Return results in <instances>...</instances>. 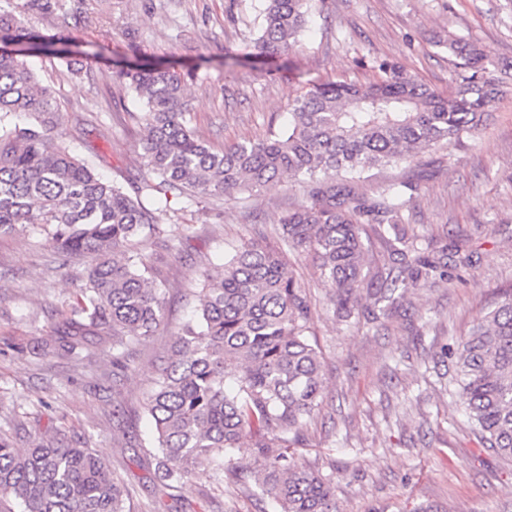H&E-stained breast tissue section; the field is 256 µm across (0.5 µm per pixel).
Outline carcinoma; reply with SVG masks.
Instances as JSON below:
<instances>
[{"label":"carcinoma","mask_w":512,"mask_h":512,"mask_svg":"<svg viewBox=\"0 0 512 512\" xmlns=\"http://www.w3.org/2000/svg\"><path fill=\"white\" fill-rule=\"evenodd\" d=\"M254 47L261 54L292 51L314 0H265ZM83 0H17L0 9V234L20 226L51 227L49 242L66 258H92L88 284L56 329L54 349L79 353L89 334L112 335L113 365L124 369L131 344L154 335L162 319L161 288L148 265L125 244L139 236L177 241L186 224L158 225L171 202L191 205L254 192L283 176L297 178L303 199L279 224L283 251L259 242L241 245L211 264L166 365L147 396L155 427L159 491H174L205 464L224 481V457L247 434L262 437L254 468L262 494L281 512H336L330 478L286 459L285 448L319 408L323 390L312 344L307 293L289 268L287 252L306 254L334 288L336 314H386L420 283L446 281L472 256L456 248L421 252L403 212L417 183L401 180L368 195L356 181L372 169L410 163L423 150L451 145L481 126L506 94L504 73L477 43L456 35L448 49L453 88L444 97L402 69L381 61V80L353 85L325 80L296 99L288 129L257 142L217 149L192 126L186 80L167 66L116 71L142 103L139 173L129 188L100 177L70 146L58 121L52 88L26 57L46 51L71 64L64 34ZM48 17L54 34L31 19ZM388 226L387 260L364 273L366 225ZM459 395L481 439L512 460V288H501L454 352ZM19 512H128L132 491L85 447L35 439L19 450L0 431V496Z\"/></svg>","instance_id":"carcinoma-1"}]
</instances>
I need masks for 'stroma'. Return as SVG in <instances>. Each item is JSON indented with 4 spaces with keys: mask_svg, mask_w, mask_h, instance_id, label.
Wrapping results in <instances>:
<instances>
[{
    "mask_svg": "<svg viewBox=\"0 0 512 512\" xmlns=\"http://www.w3.org/2000/svg\"><path fill=\"white\" fill-rule=\"evenodd\" d=\"M85 4L93 9L88 21L68 32L76 68L45 54L29 63L54 87L63 127L84 130L73 152L121 185L139 169L141 106L113 79L116 65L192 72L186 101L193 124L221 147L282 130L312 83L379 79L380 61L448 93L452 71L440 41L451 34L512 64V0H324L295 51L275 56L254 49L264 0ZM403 179L418 184L404 213L410 233L433 247L456 242L474 263L451 280L411 289L369 322L338 317L312 259L295 262L313 301L324 398L289 455L331 478L338 512H512V461L473 433L454 360L440 355L466 337L495 289L512 285V92L452 148L373 170L363 189ZM300 198L285 178L241 199L189 206L180 221L191 233L175 251L133 239L131 250L146 256L165 293L164 318L154 336L128 350L123 370L112 365L111 343L94 337L76 356L44 349L85 287L90 258L62 261L41 227L0 235V426L14 446L41 437L91 449L134 488L133 512H278L257 496L250 470L260 454L250 436L228 461L223 485L203 466L175 496L154 495L143 404L210 262L245 239L275 243L279 218Z\"/></svg>",
    "mask_w": 512,
    "mask_h": 512,
    "instance_id": "stroma-1",
    "label": "stroma"
}]
</instances>
